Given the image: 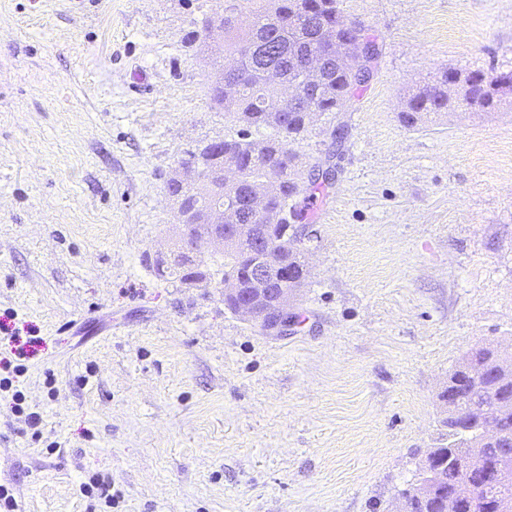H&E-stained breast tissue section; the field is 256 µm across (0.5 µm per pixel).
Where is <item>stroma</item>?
Here are the masks:
<instances>
[{
  "mask_svg": "<svg viewBox=\"0 0 512 512\" xmlns=\"http://www.w3.org/2000/svg\"><path fill=\"white\" fill-rule=\"evenodd\" d=\"M223 0H0V491L19 512H399L467 351L512 346V104L404 127L445 67L512 70V0H343L378 47L298 201L282 334L163 279L166 183L239 134L182 47ZM38 414V431L28 426ZM110 486L111 500L84 493Z\"/></svg>",
  "mask_w": 512,
  "mask_h": 512,
  "instance_id": "1",
  "label": "stroma"
}]
</instances>
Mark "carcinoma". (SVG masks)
I'll return each instance as SVG.
<instances>
[{
  "label": "carcinoma",
  "instance_id": "1",
  "mask_svg": "<svg viewBox=\"0 0 512 512\" xmlns=\"http://www.w3.org/2000/svg\"><path fill=\"white\" fill-rule=\"evenodd\" d=\"M348 16L341 8L340 0H258L253 24L246 30L238 26L224 27L223 43L214 45L204 40L184 38L183 46L206 48L212 63L224 68V55L237 50L243 43L256 49L255 55L243 63L250 77L238 84L233 94H226L224 84L218 82L209 88L211 106L228 114L242 125L236 138L212 141L202 151L214 156L209 170L234 169L241 173L238 184H220L208 181L200 184L167 183V193L181 199L180 214L188 219L202 205L222 206L242 202L270 184L274 186L273 214L263 220L265 224H289L297 217L296 199L306 193H315L323 186L316 178H302V158L296 146L303 140L315 118L334 112L339 100L347 93H356L358 86H351L349 76L329 61L323 79L312 91L306 93V106L295 105L283 99L276 84L260 82L259 75L266 65V50L275 49L281 65L282 76L289 77L304 65L308 57L323 50L326 36L338 39L353 38L352 31L340 27ZM463 78L468 86V105H476L483 112L499 108L505 99L498 96V83L512 81V71L485 73L481 70L463 72L445 68L436 73L429 83L412 87L407 91L404 107L398 113L400 122L407 128L434 122L454 110L448 103L450 75ZM266 130L260 139L251 138V131ZM243 224L237 244L224 250V268L240 275L247 283V262L244 255L250 252L258 231L252 228L257 220L242 210L237 213ZM273 249L288 256L289 276H277L268 281L265 298L275 299L283 288H300L310 276L302 252L281 235L273 242ZM497 366L487 370V378L480 385H464L459 408L469 413L473 407L483 408L490 414L501 416L502 436L483 449V468L477 477L494 469L502 460L512 462V412L504 408L512 405V381L496 383ZM465 421L448 423L442 420L444 431L439 437L435 456L442 468L443 480L437 492L424 502L416 503L414 512H445L448 497L454 491L456 474L454 461L472 452L473 436L463 431ZM464 512H503L502 497L497 494L481 495L473 499Z\"/></svg>",
  "mask_w": 512,
  "mask_h": 512
}]
</instances>
